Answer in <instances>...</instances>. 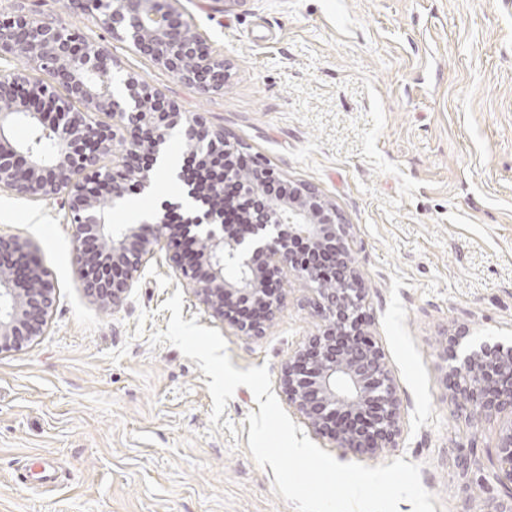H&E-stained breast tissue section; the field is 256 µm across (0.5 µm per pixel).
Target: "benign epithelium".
Segmentation results:
<instances>
[{"label": "benign epithelium", "instance_id": "benign-epithelium-1", "mask_svg": "<svg viewBox=\"0 0 512 512\" xmlns=\"http://www.w3.org/2000/svg\"><path fill=\"white\" fill-rule=\"evenodd\" d=\"M70 8L94 10L104 29L130 39L139 52L203 92L224 88V60L213 56L205 38L182 22L162 0H70ZM23 57L27 68L0 76V191L35 201L56 200L70 220L75 260L84 288L99 304L117 308L127 298L155 244L171 225L109 224L102 202L124 197L128 179L150 186L152 163L177 130L207 160L213 152L235 151L224 129L200 114L168 102V111H149L162 98L130 76L126 97L112 94V53L68 30L56 18L34 19L21 11L0 20V59ZM103 115L106 120L98 119ZM26 120L48 136L46 157L30 143H11L13 127ZM120 142L121 149L115 148ZM115 166L103 165L106 155ZM237 190L259 195L273 172L259 168L239 178ZM208 195L215 208H186L181 232L191 246L167 260L185 288L219 322L243 336H260L275 319L283 274L309 283L322 320L318 333L296 350L280 376L288 405L317 434L339 448L377 453L396 447L401 400L384 353L368 330L367 291L355 268L349 225L316 191L300 187L288 199L269 197L243 224L224 223V183L191 188L193 202ZM308 245V256L292 244ZM112 259V275L98 271V257ZM56 303L50 271L30 257V244L0 235V353L18 352L45 332ZM467 332L448 338L447 388L460 410L512 414V346L481 343L461 348ZM494 479L512 484V419L497 445Z\"/></svg>", "mask_w": 512, "mask_h": 512}]
</instances>
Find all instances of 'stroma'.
Masks as SVG:
<instances>
[{
    "mask_svg": "<svg viewBox=\"0 0 512 512\" xmlns=\"http://www.w3.org/2000/svg\"><path fill=\"white\" fill-rule=\"evenodd\" d=\"M223 58L224 88L203 93L111 36L68 0H0L62 16L136 76L200 113L247 162L315 189L350 226L368 291L369 330L401 399L397 447L342 463L401 458L421 468L435 512H486L512 496L491 475L507 415L458 412L446 386L450 335L512 345V0H176ZM182 183L161 165L127 191L149 212ZM29 241L57 302L43 336L0 354V512H295L272 468L253 460L246 387L211 422L207 376L175 346L151 345L183 297V320L215 321L168 267L166 243L124 302L85 292L70 225L55 202L0 192V234ZM260 336L221 330L232 365L267 366L280 392L288 357L320 327L304 280L286 274ZM473 452L479 470H464Z\"/></svg>",
    "mask_w": 512,
    "mask_h": 512,
    "instance_id": "stroma-1",
    "label": "stroma"
}]
</instances>
